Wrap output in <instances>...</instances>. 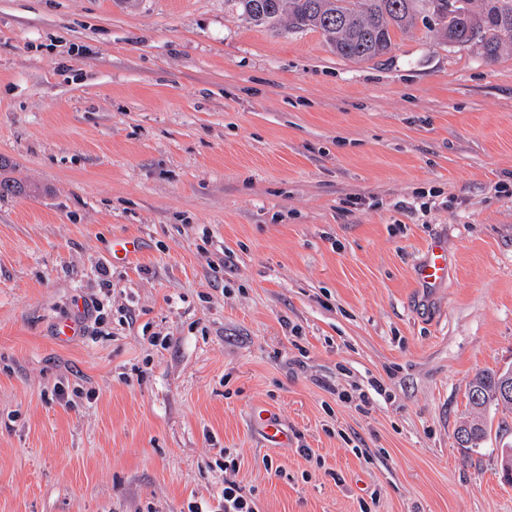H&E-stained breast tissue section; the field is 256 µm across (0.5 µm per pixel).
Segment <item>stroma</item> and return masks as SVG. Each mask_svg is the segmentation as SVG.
<instances>
[{"label":"stroma","mask_w":512,"mask_h":512,"mask_svg":"<svg viewBox=\"0 0 512 512\" xmlns=\"http://www.w3.org/2000/svg\"><path fill=\"white\" fill-rule=\"evenodd\" d=\"M0 179V512H512V413L455 439L512 367L511 52L0 0ZM416 279L423 288H438L448 281L446 243L433 241L428 245L426 258L416 271ZM512 372V368H507L503 371H487L480 372L475 375L473 380L469 384L468 401L471 406L476 409H487L488 407L494 406L499 408H512V400L500 401L494 396L493 390L498 384L501 377L508 375ZM482 393V399L476 400L474 393ZM255 413L264 422V438L270 445L277 447L288 445V430L282 428L276 420L268 418L265 410L257 409ZM486 434L487 429L484 421L472 419L458 428L457 440L463 448H475L486 437ZM258 512L257 503L253 498L244 496L241 489L233 482L224 483V491L221 494L219 509L216 510H203L202 506H192L190 512Z\"/></svg>","instance_id":"stroma-1"}]
</instances>
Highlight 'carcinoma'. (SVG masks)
<instances>
[{
  "mask_svg": "<svg viewBox=\"0 0 512 512\" xmlns=\"http://www.w3.org/2000/svg\"><path fill=\"white\" fill-rule=\"evenodd\" d=\"M249 23L274 29L288 17V31H318L336 55L369 61L391 51L396 37L418 21L433 28L443 42L476 45L487 61L496 60L512 45V0H226ZM512 372H480L469 384L468 401L476 409L512 408L493 390ZM484 421L473 419L457 430L465 448H475L486 437Z\"/></svg>",
  "mask_w": 512,
  "mask_h": 512,
  "instance_id": "obj_1",
  "label": "carcinoma"
}]
</instances>
